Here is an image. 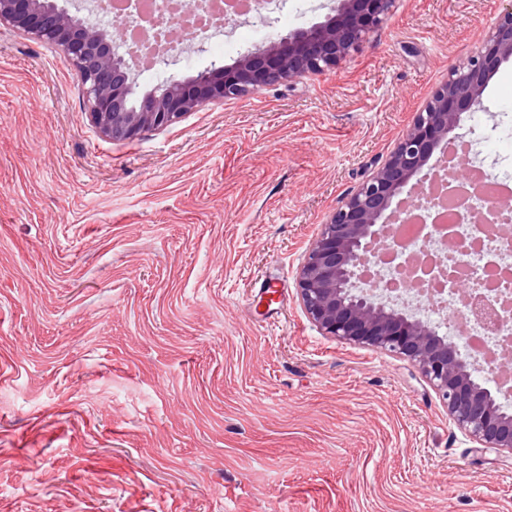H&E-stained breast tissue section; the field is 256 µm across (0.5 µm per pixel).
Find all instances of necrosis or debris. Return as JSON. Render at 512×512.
I'll return each instance as SVG.
<instances>
[{
    "instance_id": "obj_1",
    "label": "necrosis or debris",
    "mask_w": 512,
    "mask_h": 512,
    "mask_svg": "<svg viewBox=\"0 0 512 512\" xmlns=\"http://www.w3.org/2000/svg\"><path fill=\"white\" fill-rule=\"evenodd\" d=\"M108 12L125 18L141 38V51L177 48L184 41H209L222 16L246 12L250 0H224L222 12L210 0H191L181 22L168 23L176 0H101ZM512 221V188L499 174L480 176L473 190L452 188L435 195L427 209L414 210L417 231L402 238L381 271L394 296L412 303L419 312L447 310L460 280L480 281L487 309L475 315L471 305L458 310L469 331L466 348L482 359L501 337L505 312L497 295L512 288V250L502 244L500 226Z\"/></svg>"
}]
</instances>
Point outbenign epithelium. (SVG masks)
I'll return each mask as SVG.
<instances>
[{"instance_id": "benign-epithelium-1", "label": "benign epithelium", "mask_w": 512, "mask_h": 512, "mask_svg": "<svg viewBox=\"0 0 512 512\" xmlns=\"http://www.w3.org/2000/svg\"><path fill=\"white\" fill-rule=\"evenodd\" d=\"M69 0H0V27L58 48L80 76L86 112L110 139L133 140L168 127L211 101L238 100L265 87L315 77L359 52L392 15L395 0H332L324 20L254 48L232 64H212L194 76L171 74L137 93L123 50L125 26H103ZM512 60V6L499 15L467 59L448 68L384 162L334 209L309 245L298 274L306 315L325 334L411 362L441 398L449 418L481 448L512 453V410L501 387L487 383L512 373L505 353L483 370L429 321L382 295L369 270L396 242L380 233L397 214L395 200L429 168L442 145L464 138L463 115L481 108L490 77Z\"/></svg>"}]
</instances>
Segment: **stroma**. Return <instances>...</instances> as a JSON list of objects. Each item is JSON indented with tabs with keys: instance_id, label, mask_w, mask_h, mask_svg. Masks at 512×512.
<instances>
[{
	"instance_id": "obj_1",
	"label": "stroma",
	"mask_w": 512,
	"mask_h": 512,
	"mask_svg": "<svg viewBox=\"0 0 512 512\" xmlns=\"http://www.w3.org/2000/svg\"><path fill=\"white\" fill-rule=\"evenodd\" d=\"M327 0H281L273 37ZM512 0H398L334 71L113 140L60 51L0 29V512H512L407 360L324 335L297 276L327 215ZM188 46L149 91L260 45ZM512 165V61L462 121ZM278 277L268 304L261 286Z\"/></svg>"
}]
</instances>
